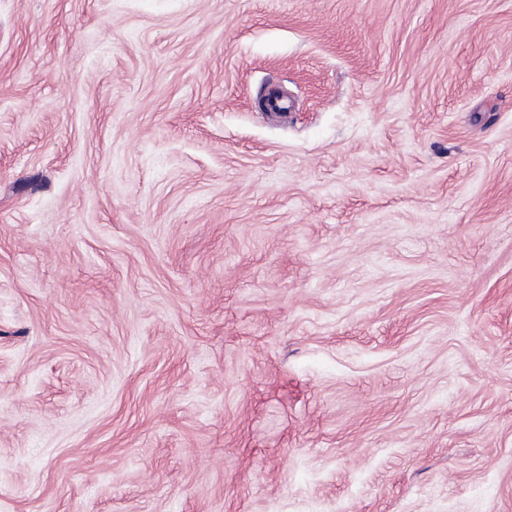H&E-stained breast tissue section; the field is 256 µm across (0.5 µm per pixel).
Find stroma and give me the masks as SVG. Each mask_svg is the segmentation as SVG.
<instances>
[{
  "label": "stroma",
  "instance_id": "35a3bbf8",
  "mask_svg": "<svg viewBox=\"0 0 512 512\" xmlns=\"http://www.w3.org/2000/svg\"><path fill=\"white\" fill-rule=\"evenodd\" d=\"M0 512H512V0H0Z\"/></svg>",
  "mask_w": 512,
  "mask_h": 512
}]
</instances>
